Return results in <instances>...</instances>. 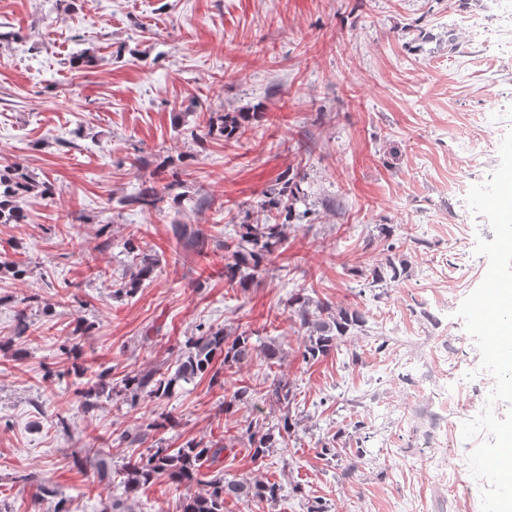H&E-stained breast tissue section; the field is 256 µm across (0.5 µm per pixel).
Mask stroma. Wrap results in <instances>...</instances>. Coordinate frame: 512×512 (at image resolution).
I'll list each match as a JSON object with an SVG mask.
<instances>
[{
    "label": "stroma",
    "instance_id": "obj_1",
    "mask_svg": "<svg viewBox=\"0 0 512 512\" xmlns=\"http://www.w3.org/2000/svg\"><path fill=\"white\" fill-rule=\"evenodd\" d=\"M490 0H0V168L21 166L53 197L26 196L24 224H0V512H102L122 496L130 454L233 435L227 477L279 483L277 501L226 498L224 512H481L464 416L437 393L471 336L449 324L484 278L463 266L468 230L484 224L465 197L499 165L512 117V55L473 35ZM92 64H74L80 54ZM227 112L252 118L233 138ZM179 184L154 207L149 184ZM300 187L287 239L249 287L229 282L224 248L285 177ZM202 230L176 250L174 223ZM148 280L126 291L139 265ZM394 243L409 275L388 294L360 271ZM23 269L16 278L13 268ZM303 293L360 309L365 325L314 363L288 306ZM25 333H18L19 323ZM276 341L165 398L114 393L124 374H174L188 338L206 329ZM386 340L378 349V340ZM111 369L92 412L80 389ZM290 383V408L269 399ZM243 385L252 403L231 414ZM295 428L254 459L252 421ZM175 427L152 429L160 415ZM143 433L132 444L127 434ZM367 437L346 474L325 443ZM97 448L109 478L76 459ZM187 486L160 477L136 512H179Z\"/></svg>",
    "mask_w": 512,
    "mask_h": 512
}]
</instances>
